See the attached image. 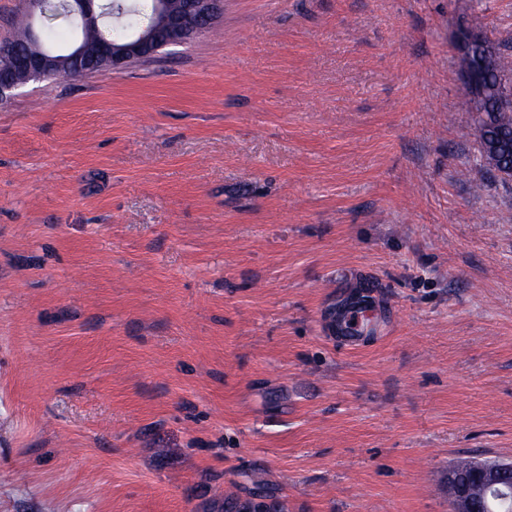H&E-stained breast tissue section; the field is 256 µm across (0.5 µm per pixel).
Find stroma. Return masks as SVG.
Listing matches in <instances>:
<instances>
[{"instance_id":"35a3bbf8","label":"stroma","mask_w":512,"mask_h":512,"mask_svg":"<svg viewBox=\"0 0 512 512\" xmlns=\"http://www.w3.org/2000/svg\"><path fill=\"white\" fill-rule=\"evenodd\" d=\"M467 28L512 53V0H224L0 103V512H449L512 458ZM223 5L224 0H156L158 19L150 28L143 26L153 21L154 0H139L136 9L125 17L123 7L115 9L112 16L124 20L101 32L112 44L105 42L100 46L99 67L90 74H109L135 62L152 60L167 47L191 43L213 27ZM134 30L137 31L130 35ZM160 33H164V39H159ZM126 40L124 45L115 44ZM461 460L448 468L447 487L451 512H484L494 502L512 506V459ZM459 464V465H458ZM465 465V466H460ZM512 512V511H510Z\"/></svg>"}]
</instances>
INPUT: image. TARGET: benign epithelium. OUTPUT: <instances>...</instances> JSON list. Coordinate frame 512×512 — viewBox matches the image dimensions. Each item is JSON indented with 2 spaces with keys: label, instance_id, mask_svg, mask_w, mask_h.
Instances as JSON below:
<instances>
[{
  "label": "benign epithelium",
  "instance_id": "benign-epithelium-1",
  "mask_svg": "<svg viewBox=\"0 0 512 512\" xmlns=\"http://www.w3.org/2000/svg\"><path fill=\"white\" fill-rule=\"evenodd\" d=\"M97 2L99 0H71L67 9L81 27L96 30L102 18ZM223 5L224 0H156V24L133 32L123 45L103 43L95 73L105 75L122 70L132 63L154 59L167 47L191 43L213 27ZM18 70L27 73L28 81H39L59 71V58L50 52L20 57L10 46L0 43V102L21 87L12 77ZM462 72L477 119V133L481 134L488 122L484 102L488 95L500 93V85L489 82V71L483 65L468 64ZM447 487L451 512H484L495 502L512 505V459L471 461L465 466L455 464L448 468Z\"/></svg>",
  "mask_w": 512,
  "mask_h": 512
}]
</instances>
